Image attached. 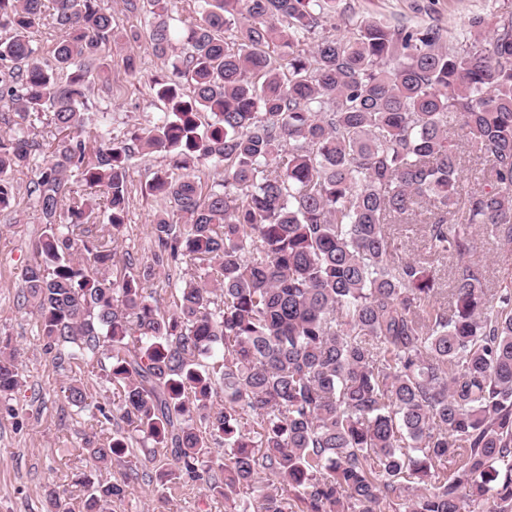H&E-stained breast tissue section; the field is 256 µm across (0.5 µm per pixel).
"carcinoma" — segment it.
<instances>
[{
	"label": "carcinoma",
	"instance_id": "obj_1",
	"mask_svg": "<svg viewBox=\"0 0 512 512\" xmlns=\"http://www.w3.org/2000/svg\"><path fill=\"white\" fill-rule=\"evenodd\" d=\"M54 2L50 63L30 39L42 0H0V108L14 116L0 210L11 173L44 155L17 302L52 363L107 392L92 419L112 436L85 442L94 471L78 478L85 512H112L139 480L195 483L233 512H293L292 496L302 512H512V285L485 288L472 234L512 243V12L451 39L343 11V33L318 39L337 0H198L176 54L172 0H127L171 68L155 82L166 111L127 143L88 91L101 47L141 33L104 0ZM42 114L54 134L40 141L27 122ZM147 153L182 174L145 183L164 206L152 264L114 280L130 162ZM203 161L224 177L202 183ZM392 224L423 225L425 255L400 256ZM429 260L451 263L448 301ZM186 262L161 309L146 283ZM18 357L0 331L10 416ZM61 393L87 405L77 379ZM138 451L155 474L112 481Z\"/></svg>",
	"mask_w": 512,
	"mask_h": 512
}]
</instances>
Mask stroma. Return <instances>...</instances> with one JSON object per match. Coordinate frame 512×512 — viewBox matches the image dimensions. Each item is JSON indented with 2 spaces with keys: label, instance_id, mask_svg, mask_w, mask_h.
<instances>
[{
  "label": "stroma",
  "instance_id": "35a3bbf8",
  "mask_svg": "<svg viewBox=\"0 0 512 512\" xmlns=\"http://www.w3.org/2000/svg\"><path fill=\"white\" fill-rule=\"evenodd\" d=\"M354 7L358 16L401 20L412 24H439L449 32L466 27L478 13L512 11V0H341ZM140 59L137 73L124 66L126 54ZM104 79L95 81L92 99L111 114L114 136L133 139L151 128L166 106L156 95L155 83L167 79L170 67L153 55L147 41L121 51L103 47ZM168 156L137 155L131 161L126 224L116 243L120 255L134 263L150 264V226L162 208L160 201L146 195L144 184L154 174L170 171ZM34 173L14 172L17 187L11 208L0 211V329L9 332L22 356L27 389L19 406L23 426L0 414V512H47L48 490H55L69 502L72 512H84L85 492L75 475L87 469L84 439L92 429L87 418L74 414L60 388L71 378L87 385L99 396L101 385L95 377L79 370L55 368L32 332L34 317L29 309L18 308V273L31 258L29 245L39 236L42 220L27 195ZM476 255L483 265L489 288L512 282V245L488 239L482 230L473 232ZM112 512H230L223 499L208 498L199 486L184 484L160 497L144 483L129 485L123 500L114 502Z\"/></svg>",
  "mask_w": 512,
  "mask_h": 512
}]
</instances>
